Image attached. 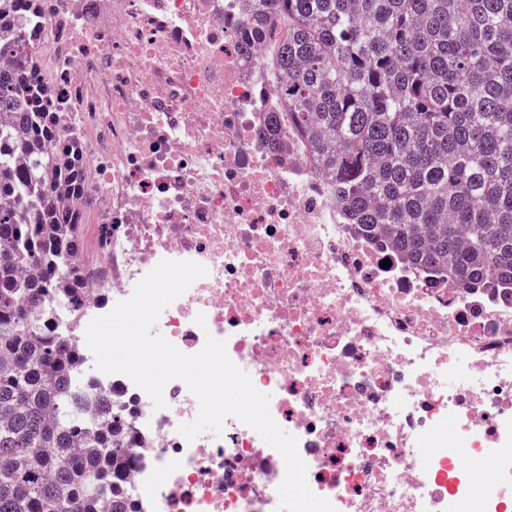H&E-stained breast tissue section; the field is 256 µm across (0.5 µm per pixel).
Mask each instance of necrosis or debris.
Returning <instances> with one entry per match:
<instances>
[{
  "label": "necrosis or debris",
  "mask_w": 512,
  "mask_h": 512,
  "mask_svg": "<svg viewBox=\"0 0 512 512\" xmlns=\"http://www.w3.org/2000/svg\"><path fill=\"white\" fill-rule=\"evenodd\" d=\"M242 2L15 10L79 145L92 204L76 221L102 227L64 323L85 345L161 260L200 263L157 331L186 354L225 340L336 512H512V289L453 287L347 223L238 39ZM96 379L133 409L139 512H276L285 464L253 428L230 417L189 441L178 427L199 404L182 381L157 410L127 376Z\"/></svg>",
  "instance_id": "4bbe7bcc"
}]
</instances>
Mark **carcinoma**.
Masks as SVG:
<instances>
[{
	"instance_id": "carcinoma-1",
	"label": "carcinoma",
	"mask_w": 512,
	"mask_h": 512,
	"mask_svg": "<svg viewBox=\"0 0 512 512\" xmlns=\"http://www.w3.org/2000/svg\"><path fill=\"white\" fill-rule=\"evenodd\" d=\"M0 0V512H138L129 404L57 311L81 296L84 196L34 46ZM288 118L351 223L456 288L512 285V0H248Z\"/></svg>"
}]
</instances>
